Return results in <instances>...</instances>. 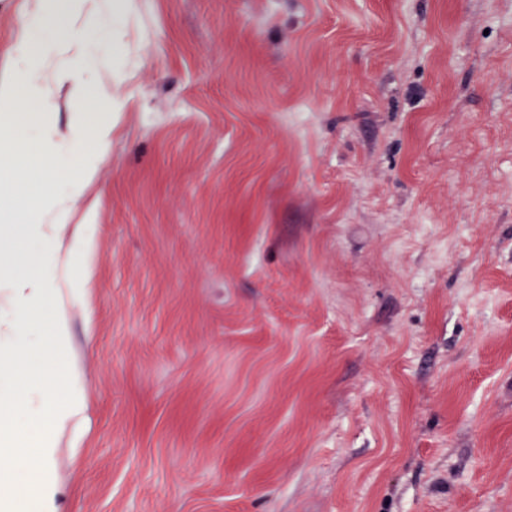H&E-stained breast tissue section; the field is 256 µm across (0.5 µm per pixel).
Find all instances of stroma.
I'll use <instances>...</instances> for the list:
<instances>
[{
  "label": "stroma",
  "instance_id": "obj_1",
  "mask_svg": "<svg viewBox=\"0 0 512 512\" xmlns=\"http://www.w3.org/2000/svg\"><path fill=\"white\" fill-rule=\"evenodd\" d=\"M129 36L61 512H512V0H137Z\"/></svg>",
  "mask_w": 512,
  "mask_h": 512
}]
</instances>
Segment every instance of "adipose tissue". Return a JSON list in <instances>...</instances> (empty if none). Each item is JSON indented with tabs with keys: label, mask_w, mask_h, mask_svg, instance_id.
<instances>
[{
	"label": "adipose tissue",
	"mask_w": 512,
	"mask_h": 512,
	"mask_svg": "<svg viewBox=\"0 0 512 512\" xmlns=\"http://www.w3.org/2000/svg\"><path fill=\"white\" fill-rule=\"evenodd\" d=\"M136 0H31L28 35L0 81V512H59L57 435L85 410L71 366L65 301H80L90 248L66 231L78 192L112 144V112L140 59L128 27ZM66 98L64 126L49 119Z\"/></svg>",
	"instance_id": "obj_1"
}]
</instances>
